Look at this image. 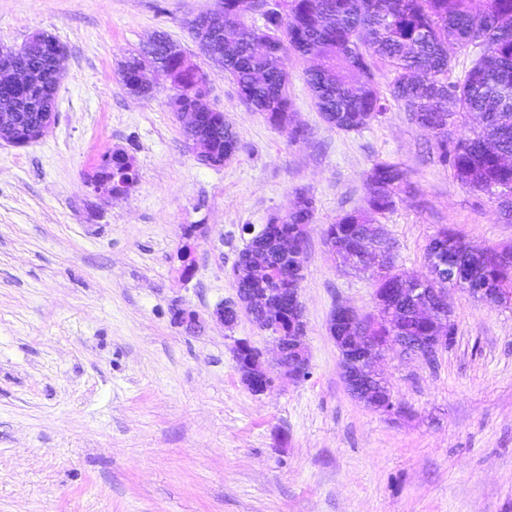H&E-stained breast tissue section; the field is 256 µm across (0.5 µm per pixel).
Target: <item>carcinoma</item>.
I'll list each match as a JSON object with an SVG mask.
<instances>
[{
  "label": "carcinoma",
  "mask_w": 512,
  "mask_h": 512,
  "mask_svg": "<svg viewBox=\"0 0 512 512\" xmlns=\"http://www.w3.org/2000/svg\"><path fill=\"white\" fill-rule=\"evenodd\" d=\"M275 8L264 16L263 28L247 30L242 20L248 0H222L224 34L215 19L205 14L188 22V30L201 51L224 67L236 85L240 101L261 113L273 127L293 137L304 133L296 122L288 97V74L284 58L293 52L315 57L319 64L306 71L322 119L350 133L366 128L388 110L391 101L405 106L411 119L433 132L437 162L451 168L463 185L491 193L499 199L505 215L512 216V0H274ZM266 41L263 52L253 50L256 40ZM56 37L27 40L22 48L0 56V67L22 70L26 85L20 89L0 87V112L14 117V134L29 136L43 112L54 111L57 84L47 55ZM453 42L477 49L470 65L455 80L447 45ZM185 52L166 34L155 35L146 48L126 57L120 70L122 83L132 95L152 96V75L157 70L171 74L174 94L171 111L189 107L204 113L202 124L184 130L202 149L199 160L221 167L241 150L237 131L204 102L207 75L195 66L185 68ZM388 70L387 92L379 91L374 68ZM478 113L477 130L456 133L459 118ZM137 170L135 159L122 150L112 151V174ZM366 210L345 212L327 225L324 237L336 244L342 263L356 271L370 270L372 254L366 237L371 235L368 214L393 210L401 195L412 193L407 170L398 162L377 161L366 175ZM313 197L300 195L299 205L285 217L272 216V231L240 251L234 280L240 292L276 308L277 320L291 321V309L280 302L282 294L300 287L297 267L306 261L305 226L312 223ZM288 239L283 249L282 239ZM448 269L456 265L479 280H498L492 257L480 258L467 243L448 228L430 238L425 260ZM383 298L385 325L380 333L414 339L429 336L440 317L433 297L421 299L435 312L423 319L412 311L405 288L409 276L391 265L382 274L371 270Z\"/></svg>",
  "instance_id": "cac0c4a2"
}]
</instances>
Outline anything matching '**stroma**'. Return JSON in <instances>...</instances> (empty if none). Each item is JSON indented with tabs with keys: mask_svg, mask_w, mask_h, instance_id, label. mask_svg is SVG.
I'll use <instances>...</instances> for the list:
<instances>
[{
	"mask_svg": "<svg viewBox=\"0 0 512 512\" xmlns=\"http://www.w3.org/2000/svg\"><path fill=\"white\" fill-rule=\"evenodd\" d=\"M218 0H0V46L34 33L65 48L56 121L42 139L0 140V512H512V304L451 293L454 343L434 357L389 345L377 363L399 407L385 415L348 391L327 322L337 304L375 310L369 274L341 266L324 230L363 208L365 175L402 163L412 198L375 216L408 276L444 226L483 250L512 244L497 199L434 162V138L403 105L357 133L325 123L287 55L292 139L237 97L187 23ZM163 32L207 75V102L242 148L201 164L158 79L137 98L121 61ZM133 155L137 185L99 198L87 175L102 154ZM315 200L300 297L306 380L276 364L270 333L212 319L235 299L229 275L242 225ZM202 231L194 269L177 254ZM195 312L185 331L178 310ZM250 342L274 384L255 394L232 351Z\"/></svg>",
	"mask_w": 512,
	"mask_h": 512,
	"instance_id": "stroma-1",
	"label": "stroma"
}]
</instances>
